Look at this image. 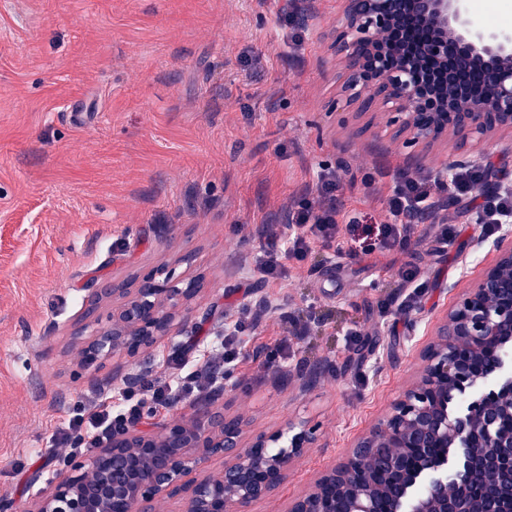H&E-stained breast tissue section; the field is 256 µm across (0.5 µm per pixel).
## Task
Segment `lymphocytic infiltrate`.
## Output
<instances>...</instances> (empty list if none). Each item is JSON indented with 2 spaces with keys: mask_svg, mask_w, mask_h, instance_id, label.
I'll return each mask as SVG.
<instances>
[{
  "mask_svg": "<svg viewBox=\"0 0 512 512\" xmlns=\"http://www.w3.org/2000/svg\"><path fill=\"white\" fill-rule=\"evenodd\" d=\"M489 168H463L449 180H417L400 174L392 192L386 199L385 218L377 227L380 248L391 249L405 246L416 224L432 215L441 195L455 201L466 199L485 184ZM316 195L300 200L295 210L286 214L285 223L269 230L270 249L264 250L257 271L263 279H281L287 270L288 260H303L312 241L324 246L338 245L341 234L355 235L358 219L354 216L339 218V182L335 171L326 169L318 176ZM236 358L235 339L225 336L213 346L204 364L178 375L172 382H151L145 394L128 392L125 402L138 406L141 400L169 407L182 396L199 394L211 388L218 375L223 374L226 363ZM122 415L109 401H100L90 415L76 414L57 438L60 447L70 452L90 453L101 441L112 434V424Z\"/></svg>",
  "mask_w": 512,
  "mask_h": 512,
  "instance_id": "lymphocytic-infiltrate-1",
  "label": "lymphocytic infiltrate"
}]
</instances>
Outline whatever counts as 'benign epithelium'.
I'll return each instance as SVG.
<instances>
[{
  "label": "benign epithelium",
  "mask_w": 512,
  "mask_h": 512,
  "mask_svg": "<svg viewBox=\"0 0 512 512\" xmlns=\"http://www.w3.org/2000/svg\"><path fill=\"white\" fill-rule=\"evenodd\" d=\"M336 30L347 104L380 105L386 126L407 145L445 136L455 153L438 171L480 167L485 137L512 131V29L485 27L469 0H347ZM480 78V89L468 84ZM488 243L494 253L435 325L415 377L332 467L288 501L287 512H512V221ZM112 301L108 324L81 350L82 362L138 358L121 379L133 388L152 371L140 358L166 335L175 312L200 292L196 279L157 269ZM496 362L480 366L490 348ZM494 389L472 391L488 379ZM231 374L213 401L144 424L135 413L85 456L60 460L28 512H248L269 498L294 459L316 443L313 428L290 421L255 433L219 399L234 390ZM220 460L213 469L211 463ZM453 481H448V467Z\"/></svg>",
  "instance_id": "1"
}]
</instances>
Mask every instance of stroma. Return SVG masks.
<instances>
[{"label": "stroma", "mask_w": 512, "mask_h": 512, "mask_svg": "<svg viewBox=\"0 0 512 512\" xmlns=\"http://www.w3.org/2000/svg\"><path fill=\"white\" fill-rule=\"evenodd\" d=\"M344 4L302 0L299 30L273 0H0V502L23 512L58 469V430L99 393L121 399L113 375L130 358L87 368L80 351L113 289L163 266L201 290L150 350L151 379L174 378L173 354L197 360L263 299L224 409L256 432L320 427L250 512H286L412 380L437 318L489 260L465 202L446 207L447 246L423 223L402 249L353 258L316 243L284 279L256 271L265 225L322 169L373 224L400 172L433 178L453 151L449 138L404 147L374 110L332 109ZM406 264L427 284L412 301ZM285 316L306 333L284 337ZM316 363L325 372L300 390L296 370Z\"/></svg>", "instance_id": "1"}]
</instances>
